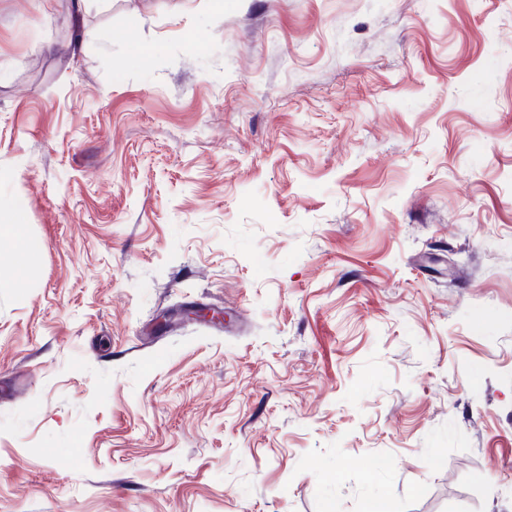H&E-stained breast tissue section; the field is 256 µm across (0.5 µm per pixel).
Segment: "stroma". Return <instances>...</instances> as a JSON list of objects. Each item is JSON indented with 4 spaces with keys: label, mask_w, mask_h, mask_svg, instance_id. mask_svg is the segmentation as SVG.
Segmentation results:
<instances>
[{
    "label": "stroma",
    "mask_w": 512,
    "mask_h": 512,
    "mask_svg": "<svg viewBox=\"0 0 512 512\" xmlns=\"http://www.w3.org/2000/svg\"><path fill=\"white\" fill-rule=\"evenodd\" d=\"M18 200L0 512H512V0H0ZM22 218L23 208L20 203L0 207V236H12L18 240L13 262L17 269L25 271L37 263L40 249L36 242L22 237Z\"/></svg>",
    "instance_id": "35a3bbf8"
}]
</instances>
